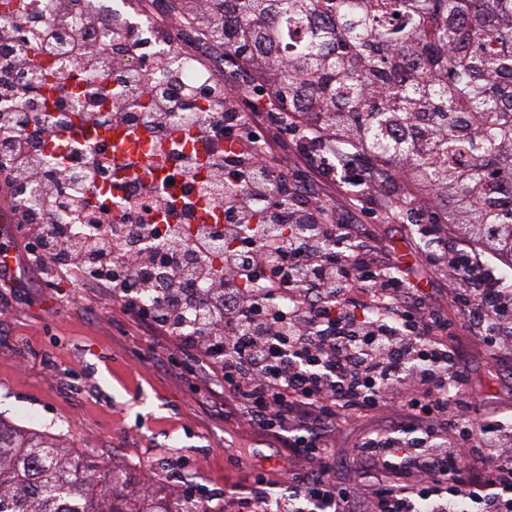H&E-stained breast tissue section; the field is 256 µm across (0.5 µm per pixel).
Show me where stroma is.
Here are the masks:
<instances>
[{
    "mask_svg": "<svg viewBox=\"0 0 512 512\" xmlns=\"http://www.w3.org/2000/svg\"><path fill=\"white\" fill-rule=\"evenodd\" d=\"M381 235L447 316L449 343L465 354L481 412L512 414V358L493 359L471 336L448 297L447 278L423 268L415 236L396 210L383 212ZM176 351L174 341L146 334L121 314L107 292L86 293L65 281L47 288L17 268L15 287L0 288V416L64 434L100 468L117 464L140 481L153 467L171 466L172 476L163 480L170 491L191 480L212 512H224L225 495L284 451L225 418L213 402L222 380L202 371L188 386L166 363ZM389 419L380 413L337 427L331 436L337 481L355 483L359 462L352 448Z\"/></svg>",
    "mask_w": 512,
    "mask_h": 512,
    "instance_id": "stroma-1",
    "label": "stroma"
}]
</instances>
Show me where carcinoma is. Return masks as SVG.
Here are the masks:
<instances>
[{"label": "carcinoma", "instance_id": "cac0c4a2", "mask_svg": "<svg viewBox=\"0 0 512 512\" xmlns=\"http://www.w3.org/2000/svg\"><path fill=\"white\" fill-rule=\"evenodd\" d=\"M180 12L260 70L262 98L400 170L512 261V0H211ZM0 417V512H194Z\"/></svg>", "mask_w": 512, "mask_h": 512}]
</instances>
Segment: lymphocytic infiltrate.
<instances>
[{
    "label": "lymphocytic infiltrate",
    "mask_w": 512,
    "mask_h": 512,
    "mask_svg": "<svg viewBox=\"0 0 512 512\" xmlns=\"http://www.w3.org/2000/svg\"><path fill=\"white\" fill-rule=\"evenodd\" d=\"M48 12L39 24L22 16L0 25V96L17 105L0 118V146L13 163L12 171L0 170V188L13 214L25 207L19 172L35 171L32 133L58 124L34 116L27 86L12 77L32 47L70 41L78 62L97 71L111 64L113 48L139 57L134 90L156 101L144 127L162 161L172 158L166 115L194 93L214 105L193 122L196 143L208 146L220 133L235 144L213 162L224 188L217 203L224 224L200 228L193 244L184 243L180 225L152 223L153 212L166 217L175 206L159 193L152 210L142 209L143 186L122 197V218L104 208L91 219L76 204L61 227L55 218L63 193L51 176L44 179L42 223L17 232L43 283L108 290L123 314L177 342L185 373L206 367L223 379L225 417L272 433L288 449L281 474H250L233 499L238 512H512V419L477 416L468 370L445 340L447 318L366 225L378 206L359 207L355 222H336L329 204L302 193L287 175L271 184L266 151L306 140L302 152L313 171H341L359 186L358 155L339 153L334 136L301 129L287 113L261 114L251 87L225 93L209 63L198 62L188 90L180 71L124 25L113 24L108 44L92 46L63 29L57 4ZM159 68L166 71L161 89L150 78ZM404 212L414 219L428 268L452 281L449 296L469 330L492 356H506L512 289L502 287L494 263L427 221L424 209ZM222 236L235 242L224 255V280L197 292L198 282L219 274L211 253ZM351 412H387L394 422L359 443L367 479L348 490L337 486L327 459L337 418Z\"/></svg>",
    "instance_id": "f902f5d3"
}]
</instances>
